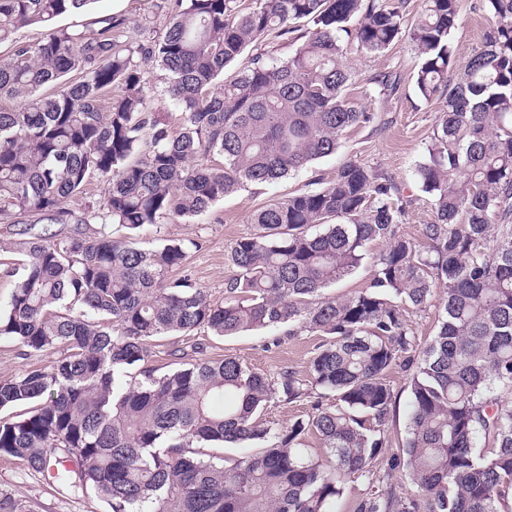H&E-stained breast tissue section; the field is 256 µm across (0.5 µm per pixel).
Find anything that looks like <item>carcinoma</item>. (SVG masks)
<instances>
[{
  "mask_svg": "<svg viewBox=\"0 0 512 512\" xmlns=\"http://www.w3.org/2000/svg\"><path fill=\"white\" fill-rule=\"evenodd\" d=\"M457 2L423 0L410 22L408 0H254L247 12L239 0H159L169 21L156 37L149 17L57 25L94 0H0V42L12 46L0 102H13L0 107V224L19 227L0 250L23 255L0 336L63 353L0 380V412L30 406L0 417V457L40 473L70 458L63 486L110 512H330L359 477L385 488L353 512H499L512 490V401L495 394L512 391V0H481L483 48L458 72ZM29 27L41 29L34 42L20 35ZM402 35L421 58L417 94L442 103L417 169L433 205L420 240L400 231L396 183L347 161L319 189L252 214L227 251L223 301L169 279L188 246L144 247L136 234L336 154L348 129L376 120L344 94L350 56ZM269 37L293 51H259ZM149 64L183 115L176 136L146 108ZM93 178L103 199L66 208ZM113 224L128 235L113 237ZM364 267L362 289L328 294ZM433 306L437 330L421 348L409 314ZM283 326L320 338L305 376L197 345L171 352L164 373L146 366L161 336ZM395 369L409 372L411 398L400 442L388 431ZM304 400V417L264 418L272 402ZM310 435L327 461L305 453ZM254 443L229 464L205 453ZM397 469L412 489L389 482Z\"/></svg>",
  "mask_w": 512,
  "mask_h": 512,
  "instance_id": "obj_1",
  "label": "carcinoma"
}]
</instances>
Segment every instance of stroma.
<instances>
[{
  "label": "stroma",
  "mask_w": 512,
  "mask_h": 512,
  "mask_svg": "<svg viewBox=\"0 0 512 512\" xmlns=\"http://www.w3.org/2000/svg\"><path fill=\"white\" fill-rule=\"evenodd\" d=\"M155 0H96L90 17L120 13L137 21L150 16L157 32H164L165 18L154 8ZM479 0H458L459 21L450 41L457 65L482 46L484 20L477 8ZM420 59L407 39L394 42L384 54L358 57L353 61L356 77L347 88V96L376 112L370 126H358L345 134L336 155L316 161L311 168L268 186L249 185L216 203L193 223L162 220L158 226L141 232L143 246L155 247L170 240H192L177 277H188L197 287L207 289L212 299L223 300L224 281L232 270L224 259L230 243L251 230L250 217L258 208L297 191L320 188L331 179L345 161L353 160L391 177L406 200L402 233L419 238L421 224L433 217L431 203L417 183V168L439 116L440 103L419 98L415 75ZM393 73L399 85L392 97L379 96L372 77ZM198 341L206 344L211 357L231 355L250 367L274 376L285 369L306 374L317 337L275 336L270 330L246 331L237 336L217 338L201 329L194 336H164L152 342L149 364L159 371L169 370L172 350ZM0 512H106L103 503L89 495L75 494L64 488L56 473H38L11 459L0 457Z\"/></svg>",
  "instance_id": "1"
}]
</instances>
